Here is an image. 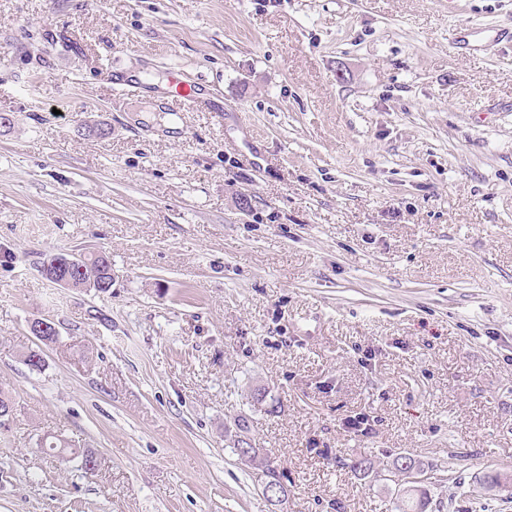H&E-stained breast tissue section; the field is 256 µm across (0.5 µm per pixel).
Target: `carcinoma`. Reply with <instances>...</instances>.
I'll return each mask as SVG.
<instances>
[{"mask_svg": "<svg viewBox=\"0 0 512 512\" xmlns=\"http://www.w3.org/2000/svg\"><path fill=\"white\" fill-rule=\"evenodd\" d=\"M45 279L54 284L65 283L74 289L93 290L105 294L112 288V262L104 253L85 257V260L73 261L67 254L47 256L41 265ZM248 461L262 468L266 482L283 485L282 474L274 465L271 457L261 453L259 448H251ZM414 486L402 482L401 494L397 496L396 512H426L430 498L422 491L418 498L412 497Z\"/></svg>", "mask_w": 512, "mask_h": 512, "instance_id": "1", "label": "carcinoma"}]
</instances>
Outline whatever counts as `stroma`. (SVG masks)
Wrapping results in <instances>:
<instances>
[{
  "instance_id": "35a3bbf8",
  "label": "stroma",
  "mask_w": 512,
  "mask_h": 512,
  "mask_svg": "<svg viewBox=\"0 0 512 512\" xmlns=\"http://www.w3.org/2000/svg\"><path fill=\"white\" fill-rule=\"evenodd\" d=\"M487 27L512 0H0V512H272L242 416L287 512H392L401 454L444 512H512V46L457 41ZM98 252L107 294L40 271ZM233 447V452L236 455H238L239 457H246L248 458V461L253 462L255 465L260 466L262 468V472L267 483H275L266 486L265 494L266 497L271 499L276 504V507H278L275 508L274 511H284L283 505L286 503V500L288 499V495L286 493L287 490L284 486V483L282 482L283 475L274 465V461L271 460V457L265 455L264 453H261L262 448H255V446L250 448L252 453L251 455L245 454L244 448L248 447L244 443H242V445H239L240 448H237L238 446L236 445V443L234 444ZM278 485H280L283 489L286 490L285 493Z\"/></svg>"
}]
</instances>
